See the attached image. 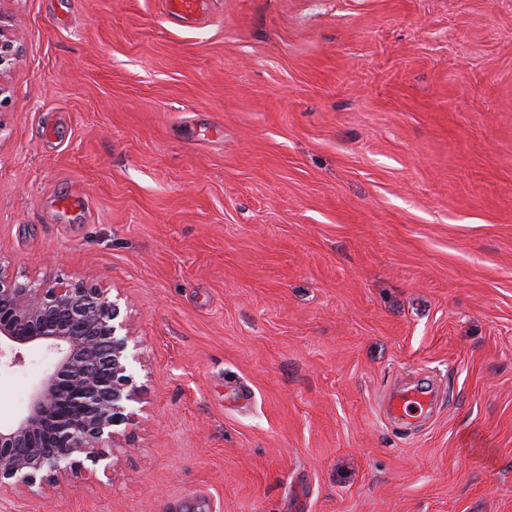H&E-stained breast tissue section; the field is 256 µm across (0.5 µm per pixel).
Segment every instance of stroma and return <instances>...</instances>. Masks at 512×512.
<instances>
[{
	"instance_id": "1",
	"label": "stroma",
	"mask_w": 512,
	"mask_h": 512,
	"mask_svg": "<svg viewBox=\"0 0 512 512\" xmlns=\"http://www.w3.org/2000/svg\"><path fill=\"white\" fill-rule=\"evenodd\" d=\"M0 16V264L106 289L137 356L106 458L0 512H512V0ZM19 55L18 48L9 31L2 24L0 16V80L4 73L14 65ZM430 393V391L423 389H414L412 392L405 391L396 400L391 397L388 401V408L397 414L405 411L408 404H414L420 409L425 410V408H429L432 400V398L429 397Z\"/></svg>"
}]
</instances>
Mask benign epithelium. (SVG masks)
I'll list each match as a JSON object with an SVG mask.
<instances>
[{"mask_svg": "<svg viewBox=\"0 0 512 512\" xmlns=\"http://www.w3.org/2000/svg\"><path fill=\"white\" fill-rule=\"evenodd\" d=\"M18 48L0 23V78ZM118 301L93 285L57 276L47 285L17 281L0 266V359L22 363L21 349L45 348L53 368L33 387L27 411L0 427V487L51 480L107 454L114 427L128 420L136 387L128 373L130 332Z\"/></svg>", "mask_w": 512, "mask_h": 512, "instance_id": "obj_1", "label": "benign epithelium"}]
</instances>
